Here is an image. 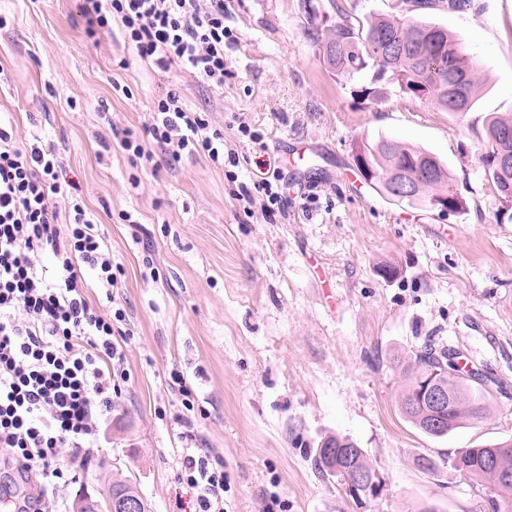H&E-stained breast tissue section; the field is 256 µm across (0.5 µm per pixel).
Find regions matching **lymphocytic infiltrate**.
Instances as JSON below:
<instances>
[{
    "label": "lymphocytic infiltrate",
    "mask_w": 512,
    "mask_h": 512,
    "mask_svg": "<svg viewBox=\"0 0 512 512\" xmlns=\"http://www.w3.org/2000/svg\"><path fill=\"white\" fill-rule=\"evenodd\" d=\"M85 32L119 27L146 64L190 71L208 86L224 84V47L234 35L224 24V0H85ZM148 133L171 158L204 155L214 165L238 167L224 133L169 90L153 106ZM53 149L23 142L0 126V447L17 470L62 479L59 451L93 447L112 411V373L125 354L112 340L123 309L102 313L91 287L112 289L118 278L112 251L81 200L68 198L59 224L60 194ZM282 173L268 166L239 201L260 203L266 215L283 206ZM179 477L195 512H224V472L206 452L181 457Z\"/></svg>",
    "instance_id": "f902f5d3"
}]
</instances>
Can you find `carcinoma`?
Wrapping results in <instances>:
<instances>
[{
	"mask_svg": "<svg viewBox=\"0 0 512 512\" xmlns=\"http://www.w3.org/2000/svg\"><path fill=\"white\" fill-rule=\"evenodd\" d=\"M470 6V0H409L410 16L396 18L371 15L363 19L337 9L340 22L327 29L323 39V56L334 75L352 80L366 71L370 86L364 94L387 95L394 90L420 97L432 92V100L450 116L468 112L479 100L483 84L477 79L475 65L463 52L461 44L448 28L412 16L420 9L441 8L450 11ZM462 79L461 105L448 106V74ZM512 151V114L491 113L486 117L480 162L485 179L493 186L501 206L512 203V170L499 167V155ZM353 161L366 184L385 198L408 206L434 208V202L448 198L456 208L462 199L454 189L452 170L429 150L412 146L390 136L364 139L355 150ZM401 171L411 174L412 194L399 195L392 189V176ZM448 381V419L440 429L429 426L428 408L421 402V383L433 372ZM406 383L398 396L403 417L426 435L444 437L469 421H478L489 413V391L485 385H472L471 377L480 379L475 371L462 373L448 359V350L434 344L415 353L404 369ZM355 448V466L370 471L364 449L348 438L330 437L316 450L318 469L342 484L344 463L339 451ZM493 464H487V461ZM451 465L465 468L469 477L485 483V490L495 499L499 512H512V482L504 474H512V439L489 443L478 448H461ZM119 495L142 499L135 484L115 475L108 487L106 500Z\"/></svg>",
	"mask_w": 512,
	"mask_h": 512,
	"instance_id": "obj_1",
	"label": "carcinoma"
}]
</instances>
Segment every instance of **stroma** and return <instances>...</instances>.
<instances>
[{"label": "stroma", "instance_id": "obj_1", "mask_svg": "<svg viewBox=\"0 0 512 512\" xmlns=\"http://www.w3.org/2000/svg\"><path fill=\"white\" fill-rule=\"evenodd\" d=\"M83 0H0V122L58 153L60 179L95 215L120 265L102 312L128 319L112 412L85 458L61 449L64 512L78 491L101 499L113 474L150 512H194L178 479L186 448L224 463L226 512H488L486 491L424 454L512 438V221L477 162L489 113H512V0L434 12L477 66L484 92L463 117L406 94L375 99L339 80L308 33L302 0H224L223 87L140 62L119 32L84 34ZM130 95H123L122 87ZM179 90L236 142V179L199 155L145 171L111 145L144 133L154 102ZM249 124L258 140L239 138ZM385 133L448 163L460 212L389 203L353 161ZM281 213L244 211L236 195L296 144ZM431 340L488 378L490 414L448 436L401 415L403 367ZM194 397L185 409L174 375ZM364 448L383 489L359 508L314 466L321 441Z\"/></svg>", "mask_w": 512, "mask_h": 512}]
</instances>
